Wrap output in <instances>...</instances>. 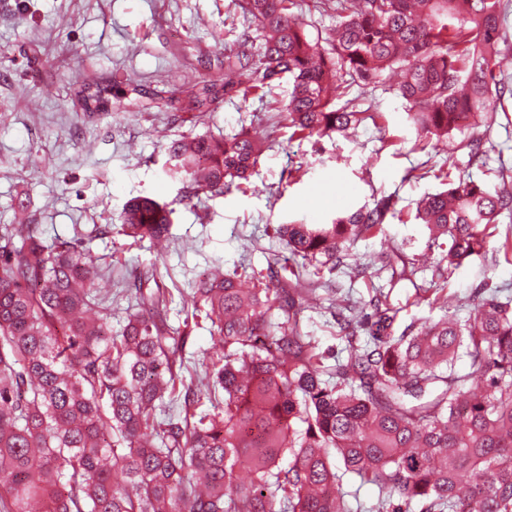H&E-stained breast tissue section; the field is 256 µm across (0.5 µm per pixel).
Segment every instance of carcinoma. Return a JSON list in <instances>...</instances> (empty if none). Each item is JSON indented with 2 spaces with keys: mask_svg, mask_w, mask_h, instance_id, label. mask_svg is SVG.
I'll list each match as a JSON object with an SVG mask.
<instances>
[{
  "mask_svg": "<svg viewBox=\"0 0 512 512\" xmlns=\"http://www.w3.org/2000/svg\"><path fill=\"white\" fill-rule=\"evenodd\" d=\"M293 5L244 0L259 51L245 41L224 55V70L243 79L200 78L186 109L205 114L286 78L285 119L330 136L363 120L349 102L336 107L345 89L399 67L410 126L448 139L464 131L461 115L482 119L505 96L500 0H336L327 50ZM81 93L89 112L142 107L131 98L138 89L118 81ZM263 146L245 132L183 136L164 174L219 195L248 179ZM511 209L512 191L460 180L422 197L416 218L431 243L448 237L440 262L456 269L490 247L512 257L511 236L492 245ZM389 210L384 199L278 233L295 266L334 265L347 242L381 233ZM172 214L131 198L119 233L160 239ZM99 274L78 240L48 245L33 224L0 225V501L10 512H512V299L493 292L464 320L454 313L400 331L389 294L375 288L357 326L351 302L336 310L347 357L329 367L299 330L297 298L316 281L293 271L245 290L235 272L209 274L193 288L191 316L210 321L224 364L198 388L184 379L166 298L149 290L155 274L139 277L115 332L94 288ZM203 398L213 412L157 415ZM368 485L370 507L359 498Z\"/></svg>",
  "mask_w": 512,
  "mask_h": 512,
  "instance_id": "carcinoma-1",
  "label": "carcinoma"
}]
</instances>
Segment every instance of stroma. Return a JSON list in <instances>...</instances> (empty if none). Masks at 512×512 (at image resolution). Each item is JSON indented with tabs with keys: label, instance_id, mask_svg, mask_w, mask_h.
<instances>
[{
	"label": "stroma",
	"instance_id": "1",
	"mask_svg": "<svg viewBox=\"0 0 512 512\" xmlns=\"http://www.w3.org/2000/svg\"><path fill=\"white\" fill-rule=\"evenodd\" d=\"M242 0H0V224H33L46 242L88 239L101 273L97 292L112 302L120 328L134 302L133 277L156 269V288L167 299L168 322L184 340L188 361L219 352L204 318L192 317L190 293L214 266L267 275L279 255V276L289 274L280 224H327L340 212L391 203L384 231L351 242L336 270H321L365 306L373 286L389 287V271L362 278L354 266L386 254L393 262L427 255L415 283L391 287L399 327L445 312L466 317L494 288L512 292V260L491 252L455 270L438 263L417 201L445 190L447 179H471L512 190V98L490 122L473 130L485 156L420 141L405 122L397 88L400 71H385L348 96L369 117L348 137L295 135L281 110L290 86L251 91L216 103L203 118L182 111L184 83L197 80L203 63L224 73V55L255 30ZM120 81L143 89L149 110L121 115L85 111L86 84ZM265 137L266 147L249 181L230 192L196 198L168 179L163 166L172 140L195 132L215 136L241 131ZM148 196L168 205L172 224L164 246L115 233L124 203ZM447 284V307L416 300L415 285ZM325 288L304 295L299 328L322 351L343 342Z\"/></svg>",
	"mask_w": 512,
	"mask_h": 512
}]
</instances>
